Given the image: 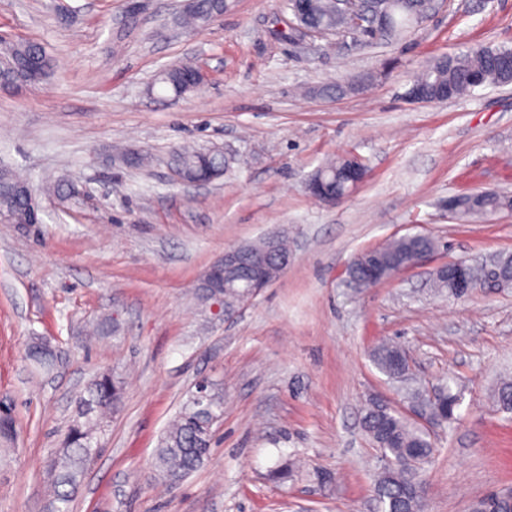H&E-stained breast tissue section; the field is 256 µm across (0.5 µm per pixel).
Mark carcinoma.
Returning a JSON list of instances; mask_svg holds the SVG:
<instances>
[{"mask_svg": "<svg viewBox=\"0 0 512 512\" xmlns=\"http://www.w3.org/2000/svg\"><path fill=\"white\" fill-rule=\"evenodd\" d=\"M334 0H313V9L303 16L296 0H282L280 9L309 30L328 31L336 28ZM386 12L387 24L377 30H365L351 36L355 44L399 37L414 27L428 14L426 0H389L381 6ZM224 11L223 0H196L187 8L182 23L190 28L205 25L210 19ZM12 51L0 53V77L12 81L25 74L24 65L29 57L40 56L43 79L47 82L52 74V60L45 47L34 41H13ZM197 71L191 63L171 64L157 74L153 86L173 94L188 95L195 87L186 77ZM434 100L441 90L448 88V97L461 98L482 85H508L512 83V49L508 47H481L460 51L434 60L416 79ZM178 168L187 176L198 173L201 168L219 170L223 158L216 152L184 147L177 152ZM344 161L337 160L321 166L328 181L336 183L339 196H346L351 183L342 177ZM461 206L456 219L469 223L475 218L494 215L512 209V196L497 192H472L460 197ZM0 210L13 212L18 219L25 218L24 200L9 193L0 194ZM436 242L429 236L404 235L394 238L373 251L361 255L360 265L351 269L350 275L362 277V266L371 265L390 277L404 270L411 258L421 252H434ZM224 297V309L234 310L241 302L251 299L248 289L238 286L227 291L220 290ZM28 356L38 365L46 367L54 360L53 349L42 341L34 342ZM375 367L384 375L403 380L404 349L390 342L378 344L372 351ZM210 400L202 408L182 406L176 419L161 438L154 457V470L166 482L182 481L195 471L208 457L213 426L224 412V396L214 387H208ZM121 382L111 375H96L86 387V395L78 402V409L68 426L64 442L54 460V492L61 503L58 512H66L69 502L79 485L87 465L97 452V434L104 420L118 409L123 399ZM461 392L453 379L443 385L441 399L433 407L443 418L455 416L460 406ZM499 409L512 413V380L504 378L494 393ZM367 435L380 447L381 453L394 462V466L380 471L375 480V491L380 512H424L422 471L428 464L435 448L430 435L421 427L394 411L380 412L369 407L364 415Z\"/></svg>", "mask_w": 512, "mask_h": 512, "instance_id": "obj_1", "label": "carcinoma"}]
</instances>
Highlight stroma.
Instances as JSON below:
<instances>
[{
  "label": "stroma",
  "instance_id": "1",
  "mask_svg": "<svg viewBox=\"0 0 512 512\" xmlns=\"http://www.w3.org/2000/svg\"><path fill=\"white\" fill-rule=\"evenodd\" d=\"M185 2L133 13L126 0H0V34L42 43L54 63L47 85L0 89V165L29 179L42 216L0 223V401L16 419L0 512H55L56 451L103 372L124 399L70 512H378L363 409L404 402L372 362L383 339L405 349L418 384L451 376L462 392L455 420L433 429L426 512L512 489V413L490 400L512 377V286L460 298L431 286L437 266L512 253V213L463 224L448 212L460 194H512V85L404 97L441 55L512 47V0H438L414 30L365 47L291 31L279 0H232L187 30ZM185 60L206 76L198 93L148 92ZM188 142L222 147L224 177L180 183ZM349 155L365 181L333 206L312 198L311 174ZM60 179L75 198L49 192ZM274 231L292 262L272 285L229 317L197 299L225 249ZM405 234L440 247L376 287H348L355 253ZM39 339L60 352L51 369L26 357ZM202 378L223 390L224 415L208 459L169 486L154 452Z\"/></svg>",
  "mask_w": 512,
  "mask_h": 512
}]
</instances>
